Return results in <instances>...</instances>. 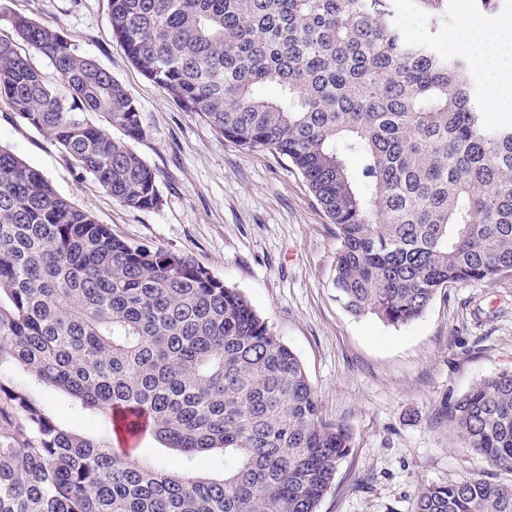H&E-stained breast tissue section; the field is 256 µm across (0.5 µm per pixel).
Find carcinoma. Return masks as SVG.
<instances>
[{
  "label": "carcinoma",
  "instance_id": "obj_1",
  "mask_svg": "<svg viewBox=\"0 0 512 512\" xmlns=\"http://www.w3.org/2000/svg\"><path fill=\"white\" fill-rule=\"evenodd\" d=\"M392 0H109L112 33L185 111L306 180L339 248L355 316L418 319L442 289L512 272V126H490L466 57L409 40ZM0 40V99L132 209L161 202L129 146L139 107L54 28ZM279 88L269 98L259 88ZM124 138L114 139L108 128ZM353 157L362 164L354 168ZM186 460L142 462L60 425L1 367ZM468 449L512 473V370L448 406ZM351 450L297 355L236 288L134 246L0 146V512H317ZM219 451L224 474L188 465ZM415 512H512V482L419 488Z\"/></svg>",
  "mask_w": 512,
  "mask_h": 512
}]
</instances>
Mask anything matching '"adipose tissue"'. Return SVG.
I'll use <instances>...</instances> for the list:
<instances>
[{
	"instance_id": "ef3b65f1",
	"label": "adipose tissue",
	"mask_w": 512,
	"mask_h": 512,
	"mask_svg": "<svg viewBox=\"0 0 512 512\" xmlns=\"http://www.w3.org/2000/svg\"><path fill=\"white\" fill-rule=\"evenodd\" d=\"M460 37L475 47L477 61L487 74L489 111L512 105V36L470 25Z\"/></svg>"
}]
</instances>
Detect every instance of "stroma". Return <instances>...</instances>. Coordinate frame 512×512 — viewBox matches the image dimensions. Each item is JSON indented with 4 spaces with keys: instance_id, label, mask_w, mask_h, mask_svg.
Segmentation results:
<instances>
[{
    "instance_id": "stroma-1",
    "label": "stroma",
    "mask_w": 512,
    "mask_h": 512,
    "mask_svg": "<svg viewBox=\"0 0 512 512\" xmlns=\"http://www.w3.org/2000/svg\"><path fill=\"white\" fill-rule=\"evenodd\" d=\"M394 4L409 37L441 51L463 16L498 31L512 22V0L491 11L446 0L428 17L415 0ZM17 16L55 28L136 99L144 135L131 147L155 171L161 203L137 210L113 200L1 101L0 145L118 237L184 255L237 288L296 353L323 416L352 436L318 512H415L423 485L512 480L465 448L447 415L473 385L512 370V275L443 289L402 326L351 315L334 285L335 227L287 159L242 150L146 79L112 36L108 0H0V39L13 38ZM36 392L64 425L105 433L67 395Z\"/></svg>"
}]
</instances>
